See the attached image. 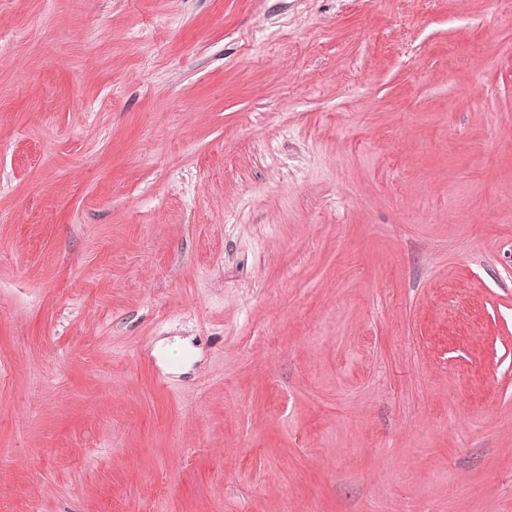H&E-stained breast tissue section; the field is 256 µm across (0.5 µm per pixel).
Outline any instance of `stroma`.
Segmentation results:
<instances>
[{
	"label": "stroma",
	"mask_w": 512,
	"mask_h": 512,
	"mask_svg": "<svg viewBox=\"0 0 512 512\" xmlns=\"http://www.w3.org/2000/svg\"><path fill=\"white\" fill-rule=\"evenodd\" d=\"M495 198L512 0H0V512H512Z\"/></svg>",
	"instance_id": "obj_1"
}]
</instances>
